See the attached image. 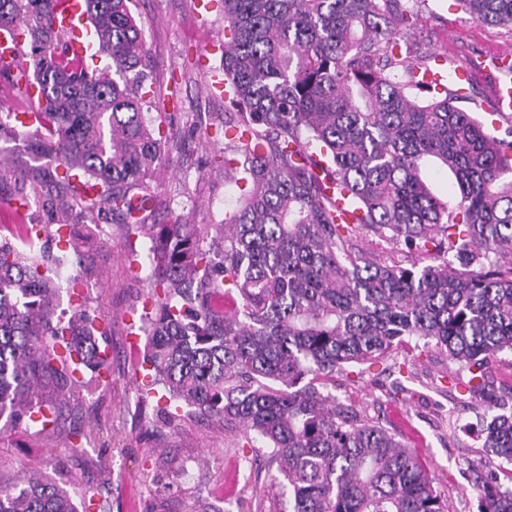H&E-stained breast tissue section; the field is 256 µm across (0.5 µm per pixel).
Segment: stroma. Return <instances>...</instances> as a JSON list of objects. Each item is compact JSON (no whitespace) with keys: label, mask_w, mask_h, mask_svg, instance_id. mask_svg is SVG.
<instances>
[{"label":"stroma","mask_w":512,"mask_h":512,"mask_svg":"<svg viewBox=\"0 0 512 512\" xmlns=\"http://www.w3.org/2000/svg\"><path fill=\"white\" fill-rule=\"evenodd\" d=\"M131 0L130 11L149 51L152 89L164 95L165 122L177 129L182 153L162 167L160 214L167 223L189 219L218 224L232 210L237 188L224 179L215 158L225 138L214 124L228 100L214 80L224 67V8L221 0ZM454 0H429L432 10L416 32L447 67L466 62L472 85L458 108L490 124L503 138L512 120L494 119L491 87L497 71L484 60L511 50L512 41L473 21ZM105 243L94 255L97 279L83 283L89 311L115 320L107 339L111 377L93 390L75 386L56 430L28 420L0 438V483L18 472H38L73 497L92 496L91 512H288V490L265 454L251 449L242 432L183 415L167 425L156 397L144 396L140 365L144 342H133L147 292L143 238L127 237L111 214L96 218ZM466 368L421 338L385 360L355 365L337 375L329 394L355 405L392 428L413 448L434 479L448 512H478L480 486L491 471L512 464L488 454L483 427L493 416L487 403L469 395Z\"/></svg>","instance_id":"obj_1"}]
</instances>
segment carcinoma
I'll list each match as a JSON object with an SVG mask.
<instances>
[{
	"label": "carcinoma",
	"instance_id": "cac0c4a2",
	"mask_svg": "<svg viewBox=\"0 0 512 512\" xmlns=\"http://www.w3.org/2000/svg\"><path fill=\"white\" fill-rule=\"evenodd\" d=\"M224 86L232 111L224 173L239 185L222 224H150L154 178L174 133L148 117V49L128 0H84L89 69L62 49L52 0H0V29L24 37L34 112L0 115V140L28 157L0 158V202L51 208L23 243L0 242V420L38 416L56 426L80 367L110 371L99 338L111 323L76 288L100 244L93 216L110 211L143 236L150 263L143 304L144 364L167 424L181 410L254 434L287 482L291 512H446L417 452L366 414L324 393L346 367L390 355L421 336L467 367L469 393L497 403L491 360L512 351V140L489 134L453 105L423 101L433 53L409 41L427 0H222ZM473 19L512 36V0H456ZM456 181L450 207L422 163ZM352 215L340 221V213ZM365 231L402 243L403 261H374ZM72 246L52 255L47 244ZM452 254L453 260L445 255ZM72 261L73 312L53 319L54 275ZM483 447L512 463V412L492 417ZM0 512H78L73 496L24 474L0 486ZM481 512H512V487L483 485Z\"/></svg>",
	"mask_w": 512,
	"mask_h": 512
}]
</instances>
